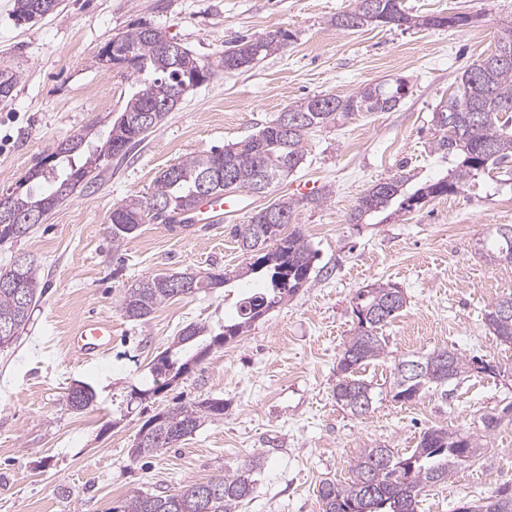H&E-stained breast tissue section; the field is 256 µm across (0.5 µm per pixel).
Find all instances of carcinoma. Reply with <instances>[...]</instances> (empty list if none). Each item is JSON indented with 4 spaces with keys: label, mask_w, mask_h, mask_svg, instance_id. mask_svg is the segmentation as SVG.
Returning <instances> with one entry per match:
<instances>
[{
    "label": "carcinoma",
    "mask_w": 512,
    "mask_h": 512,
    "mask_svg": "<svg viewBox=\"0 0 512 512\" xmlns=\"http://www.w3.org/2000/svg\"><path fill=\"white\" fill-rule=\"evenodd\" d=\"M59 0H14L13 16L19 22L34 23L58 8ZM477 21L468 13H450L413 18L405 12L402 0H370L366 8L354 6L336 15L332 25L341 31H358L365 27L422 26L458 27ZM150 25L143 24L115 36L99 52L100 59L129 51L137 64L153 75L139 81L127 105L130 122L112 123L105 142L112 152L102 153L94 137L77 135L59 144L52 155L59 156L56 168L45 171L36 164L20 183L21 191L9 194L8 214L0 215V243L29 234L35 224L27 222L31 213L47 217L48 213L69 198L59 192L63 183L81 186L88 176L112 165V159L126 155L131 146L143 141L180 101L179 87L191 84L198 76L209 79L215 69L234 70L236 61L259 60L280 50L291 35L270 32L262 38H240L234 48L218 60L205 62L187 48L168 56L159 53L147 36ZM19 75L0 71V101L12 99ZM397 83L369 84L355 93L340 97L322 95L288 108L302 115L292 132H283L274 120L256 134L224 146L191 156L168 167L157 178L147 197L131 198L112 209V244L118 246L129 237L126 226L150 221L168 222L172 214L187 211L199 201L198 183L206 177L213 195L241 189L268 194L280 181L297 171L304 158L307 134L338 116L356 112H389L401 102ZM433 120L442 131L434 143L435 150L453 157L458 163L449 179H439L410 189L407 180L397 175L373 185L351 209L349 222L358 224L395 206L410 210L428 198L461 193L479 173L504 166L512 159V24L496 31L495 49L473 61L458 77L457 89L434 112ZM160 203L163 212L153 213L150 206ZM296 207L291 199L278 198L263 208L265 215L251 214L244 224H233L229 235L251 262L239 277L256 276L261 285L244 295L230 322L219 330L189 323L178 334L177 348L162 353L160 361L182 368L199 361L214 344L236 338L243 329L277 307L311 279L316 252L304 235L294 229L285 232ZM490 257L512 264V225L496 228ZM227 282L224 272H207L196 279L195 289L219 288ZM37 267L31 261H14L0 267V350L17 343L24 332L37 301ZM175 297L166 277H148L130 288L122 299V311L130 321L146 319L157 306ZM512 301V294L492 302L484 311L486 325L504 345L512 347V313L504 314L501 306ZM407 299L395 283H373L362 288L352 299V313L357 320L353 336L344 345L337 362L336 403L354 416H364L376 405L390 399L397 403L412 402L433 392L448 395V383L472 371V363L458 353L443 349L425 355H404L394 360L388 386L377 387L357 375V370L372 360L387 356V343L378 329L388 324L406 306ZM418 362L412 372L404 364ZM224 419V400L207 399L179 405L158 412L145 420L136 435L134 458L171 448L192 435L203 422ZM483 450L482 437L432 427L421 436L417 447L399 454L385 446L365 448L351 466L349 481L319 483L317 492L323 512H417L424 488L448 482L461 466L476 460ZM257 454L233 471L213 478L218 491L203 496L201 484L182 487L175 493L138 494L130 499L124 512H230L247 500L254 489V470L260 466ZM469 512H512V488L469 504Z\"/></svg>",
    "instance_id": "1"
}]
</instances>
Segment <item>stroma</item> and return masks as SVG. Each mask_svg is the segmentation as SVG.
Segmentation results:
<instances>
[{"label":"stroma","instance_id":"1","mask_svg":"<svg viewBox=\"0 0 512 512\" xmlns=\"http://www.w3.org/2000/svg\"><path fill=\"white\" fill-rule=\"evenodd\" d=\"M415 16L466 12V27H377L340 31L336 14L354 0H62L37 23L12 17L0 0V70L20 81L0 102V195L89 124L110 125L124 112L137 75L99 60L116 34L147 23L205 61L247 35L290 31L287 48L249 69H216L189 91L161 125L126 157L58 205L30 234L0 244V266L19 257L39 271L37 303L16 345L0 351V512H124L139 493L173 491L265 459L251 497L234 512H322L317 486L347 481L362 449L406 451L424 431L443 426L484 433V416L512 403V348L488 330L483 314L512 294V265L490 262L478 247L487 233L512 225V181L480 175L465 192L427 199L412 210L365 224L349 213L373 185L395 175L413 183L447 175L456 161L435 151L433 121L459 74L494 48L493 32L512 22V0H402ZM406 81L390 112H358L313 129L302 166L273 194L296 199L290 225L316 251V271L297 294L234 340L213 348L189 372L152 393L151 370L189 323L223 324L246 289L235 273L246 255L227 231L191 239L167 224L146 223L113 246L108 218L131 195L150 194L168 167L255 134L280 112L322 94L349 95L384 80ZM105 104H97L95 94ZM310 182L324 201L300 203ZM221 270V288L158 306L145 320L121 311L125 291L146 277ZM403 288L406 308L383 327L389 356L363 378L391 380L394 357L448 347L497 366L448 385L447 397L387 401L355 417L333 397L336 365L354 330L356 291L374 282ZM112 324V348L84 360L69 347L87 319ZM91 386L90 407L67 394ZM223 399L224 418L205 422L175 447L132 460L140 425L156 412ZM481 457L448 482L425 489L418 512H456L467 500L512 487V421L486 433Z\"/></svg>","mask_w":512,"mask_h":512}]
</instances>
